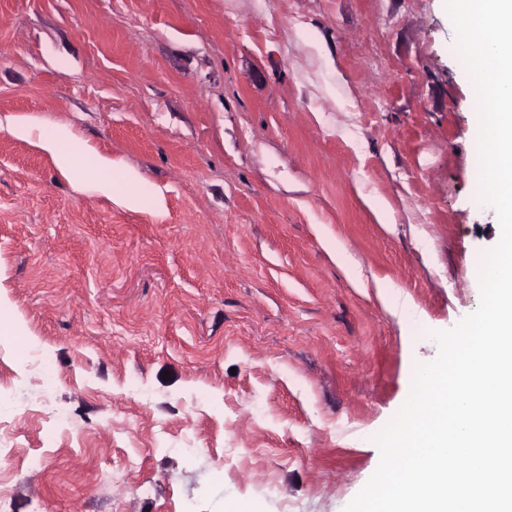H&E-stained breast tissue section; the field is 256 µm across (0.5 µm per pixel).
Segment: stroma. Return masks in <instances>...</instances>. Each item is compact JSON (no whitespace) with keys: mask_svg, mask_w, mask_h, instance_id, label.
<instances>
[{"mask_svg":"<svg viewBox=\"0 0 512 512\" xmlns=\"http://www.w3.org/2000/svg\"><path fill=\"white\" fill-rule=\"evenodd\" d=\"M455 37L445 0H0L37 123L0 129V512H343L501 237ZM38 147L49 153L56 167L65 174L89 180L106 195L112 196L122 182L131 188L120 197L129 208L140 204V195L134 191L131 173L119 174L112 158L99 154L71 130L61 128L55 134L39 138Z\"/></svg>","mask_w":512,"mask_h":512,"instance_id":"obj_1","label":"stroma"}]
</instances>
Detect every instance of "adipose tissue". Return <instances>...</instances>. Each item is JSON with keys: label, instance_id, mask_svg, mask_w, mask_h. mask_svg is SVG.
Here are the masks:
<instances>
[{"label": "adipose tissue", "instance_id": "obj_1", "mask_svg": "<svg viewBox=\"0 0 512 512\" xmlns=\"http://www.w3.org/2000/svg\"><path fill=\"white\" fill-rule=\"evenodd\" d=\"M38 145L51 155L62 173L85 178L107 195L117 186H124L123 203L130 208L139 206L140 196L133 189L132 174H119L110 157L99 154L71 130L63 128L42 137Z\"/></svg>", "mask_w": 512, "mask_h": 512}]
</instances>
